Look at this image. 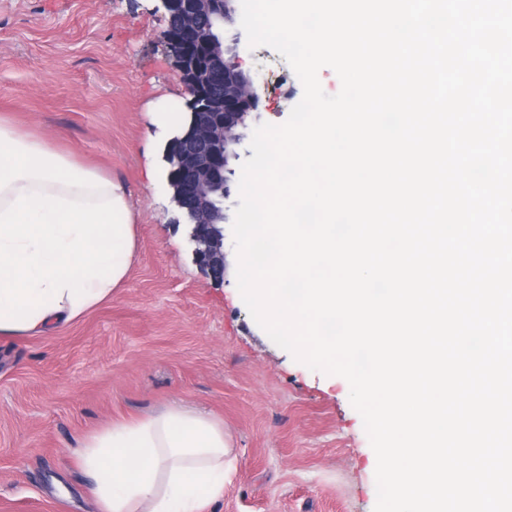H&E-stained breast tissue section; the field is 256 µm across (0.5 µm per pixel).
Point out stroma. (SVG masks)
<instances>
[{
  "instance_id": "obj_1",
  "label": "stroma",
  "mask_w": 512,
  "mask_h": 512,
  "mask_svg": "<svg viewBox=\"0 0 512 512\" xmlns=\"http://www.w3.org/2000/svg\"><path fill=\"white\" fill-rule=\"evenodd\" d=\"M154 0H0V114L110 172L137 249L112 299L61 329L0 338V512H93L75 451L111 421L170 405L212 414L230 443L224 498L207 512H373L376 455L348 382L276 345L239 297L194 264L162 167L164 96L185 93ZM224 27L260 96L249 128L303 96L288 62Z\"/></svg>"
}]
</instances>
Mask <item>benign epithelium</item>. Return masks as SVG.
<instances>
[{
  "label": "benign epithelium",
  "mask_w": 512,
  "mask_h": 512,
  "mask_svg": "<svg viewBox=\"0 0 512 512\" xmlns=\"http://www.w3.org/2000/svg\"><path fill=\"white\" fill-rule=\"evenodd\" d=\"M168 15L167 44L188 95L189 123L170 137L164 149L171 203L187 226L195 265L207 276L224 280V156L239 132L230 128L238 111L254 112L259 96L253 82L239 94H224V15L232 0H160Z\"/></svg>",
  "instance_id": "obj_1"
}]
</instances>
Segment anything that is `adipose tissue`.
<instances>
[{"label": "adipose tissue", "instance_id": "1", "mask_svg": "<svg viewBox=\"0 0 512 512\" xmlns=\"http://www.w3.org/2000/svg\"><path fill=\"white\" fill-rule=\"evenodd\" d=\"M136 249L120 181L0 116V335L57 329L111 300ZM223 422L171 406L87 435L95 512H202L224 495Z\"/></svg>", "mask_w": 512, "mask_h": 512}]
</instances>
